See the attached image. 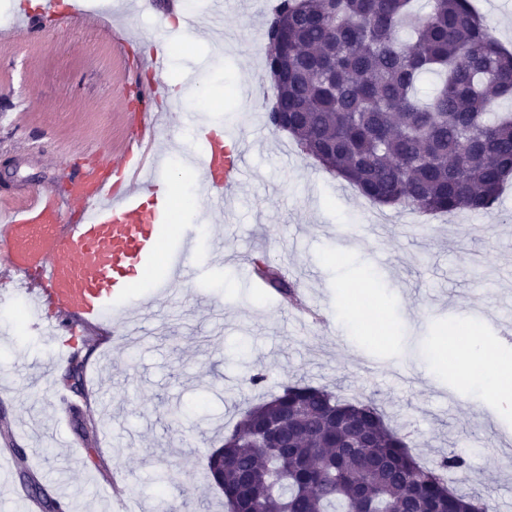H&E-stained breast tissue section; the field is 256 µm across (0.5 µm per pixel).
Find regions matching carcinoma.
<instances>
[{"mask_svg": "<svg viewBox=\"0 0 512 512\" xmlns=\"http://www.w3.org/2000/svg\"><path fill=\"white\" fill-rule=\"evenodd\" d=\"M267 68L279 67L267 125L288 113L290 134L313 159L376 204L423 213L485 212L512 179V50L471 0H278L265 32ZM425 76L434 87L418 96ZM254 278L289 305L295 284L259 258ZM87 357L61 380L82 392ZM64 413L85 442L81 406ZM284 447L272 448L270 429ZM466 454L420 464L372 401L287 382L249 408L207 457L225 512H494L455 490Z\"/></svg>", "mask_w": 512, "mask_h": 512, "instance_id": "carcinoma-1", "label": "carcinoma"}]
</instances>
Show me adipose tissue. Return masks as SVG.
<instances>
[{"label":"adipose tissue","instance_id":"ef3b65f1","mask_svg":"<svg viewBox=\"0 0 512 512\" xmlns=\"http://www.w3.org/2000/svg\"><path fill=\"white\" fill-rule=\"evenodd\" d=\"M476 322L473 311L458 312L448 336L432 350L430 364L449 367L467 389L511 412L512 353L488 344L476 333Z\"/></svg>","mask_w":512,"mask_h":512}]
</instances>
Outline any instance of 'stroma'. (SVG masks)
Here are the masks:
<instances>
[{
    "instance_id": "stroma-1",
    "label": "stroma",
    "mask_w": 512,
    "mask_h": 512,
    "mask_svg": "<svg viewBox=\"0 0 512 512\" xmlns=\"http://www.w3.org/2000/svg\"><path fill=\"white\" fill-rule=\"evenodd\" d=\"M86 0L122 28L123 45L78 21L31 32L18 0H0V192L68 190L88 165L110 166L140 121L125 84H150L149 60L134 48L159 38L165 83H200L212 112L158 97L160 140L188 135L201 152L209 118L245 155L240 187L201 227L191 276L173 293L131 291L124 320L133 335L87 344L86 417L92 444L61 422V345L29 323L23 300L0 302V429L16 426L25 466L52 495L80 512H113L110 495L140 512L160 498L182 512H224L205 478L206 457L248 406L288 381L325 386L351 401L372 400L433 465L467 448V488L512 512V414L459 391L449 372L418 367L459 311L480 308L484 339L512 350V186L484 213L413 215L368 206L347 182L305 155L288 133L264 122L273 97L263 29L275 0H222L226 27L216 48L207 26L181 29L168 0ZM223 238L224 257L211 253ZM314 300L319 320L255 288L241 275L258 255ZM365 286L389 327H345L336 311ZM262 373L260 385L248 379Z\"/></svg>"
}]
</instances>
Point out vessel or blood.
I'll return each mask as SVG.
<instances>
[{"instance_id":"b4317fda","label":"vessel or blood","mask_w":512,"mask_h":512,"mask_svg":"<svg viewBox=\"0 0 512 512\" xmlns=\"http://www.w3.org/2000/svg\"><path fill=\"white\" fill-rule=\"evenodd\" d=\"M78 0H53L49 9L29 13L31 30L70 18L98 23V16L81 11ZM158 90L149 85L138 130L129 136L113 165L123 170L129 190L115 194L111 181L95 166L83 168L71 180L67 197L48 190L25 195L1 193L0 204L10 216L0 223V263L19 283L29 305L31 324L46 335L72 333L75 321L92 326L120 309L129 282L155 256L162 227L161 202L144 200V191L164 190L161 169L149 156L158 132L150 101ZM202 155L189 154L186 166L200 169L208 200L219 202L243 159L224 146L223 138L206 133ZM196 249L192 229H184L167 251L168 274L157 291L169 293L186 273Z\"/></svg>"}]
</instances>
